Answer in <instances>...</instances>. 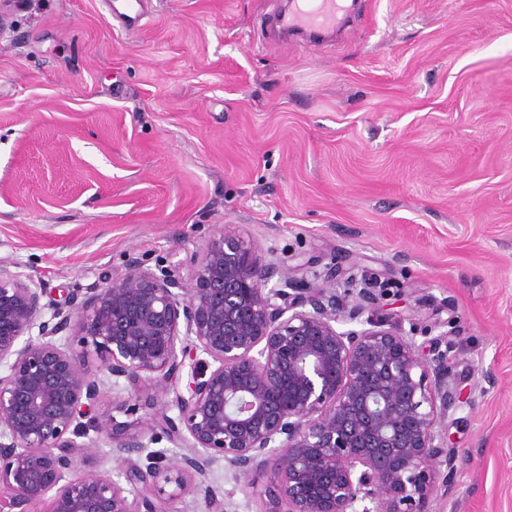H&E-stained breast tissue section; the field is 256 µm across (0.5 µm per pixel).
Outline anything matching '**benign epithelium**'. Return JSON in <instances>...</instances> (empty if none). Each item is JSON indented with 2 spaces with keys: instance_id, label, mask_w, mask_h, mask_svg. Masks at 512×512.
Listing matches in <instances>:
<instances>
[{
  "instance_id": "1",
  "label": "benign epithelium",
  "mask_w": 512,
  "mask_h": 512,
  "mask_svg": "<svg viewBox=\"0 0 512 512\" xmlns=\"http://www.w3.org/2000/svg\"><path fill=\"white\" fill-rule=\"evenodd\" d=\"M30 3L0 0V34ZM178 268L132 260L59 304L0 262V512H170L185 491L223 512L208 481L219 462L235 478L271 474L272 512H428L430 480L460 463L451 322L419 343L386 318V284L354 265L270 261L226 229L195 251L188 279ZM351 282L352 300L337 291ZM71 328L78 351L57 339ZM96 360L126 404L174 397L134 425L95 415ZM100 438L117 471L77 469L79 455L106 456ZM164 439L188 449L174 466L151 449Z\"/></svg>"
}]
</instances>
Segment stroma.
Returning <instances> with one entry per match:
<instances>
[{
	"label": "stroma",
	"instance_id": "stroma-1",
	"mask_svg": "<svg viewBox=\"0 0 512 512\" xmlns=\"http://www.w3.org/2000/svg\"><path fill=\"white\" fill-rule=\"evenodd\" d=\"M271 0H35L0 35V260L52 297L223 228L270 260L351 256L406 330L453 319L467 463L430 512H512V0H362L284 44ZM416 290L406 315L401 291ZM224 512H267L215 466Z\"/></svg>",
	"mask_w": 512,
	"mask_h": 512
}]
</instances>
